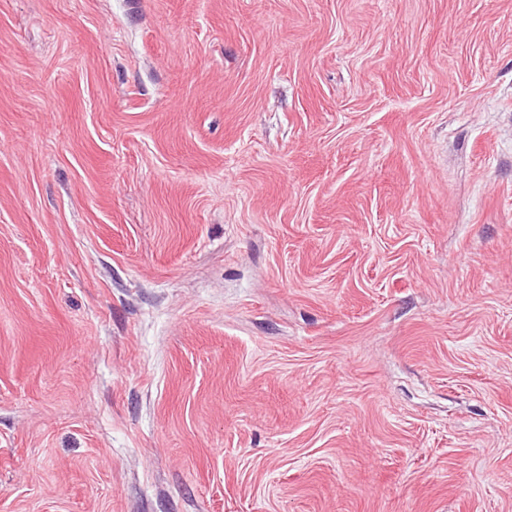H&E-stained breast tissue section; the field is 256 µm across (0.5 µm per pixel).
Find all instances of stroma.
Returning a JSON list of instances; mask_svg holds the SVG:
<instances>
[{"label": "stroma", "instance_id": "obj_1", "mask_svg": "<svg viewBox=\"0 0 512 512\" xmlns=\"http://www.w3.org/2000/svg\"><path fill=\"white\" fill-rule=\"evenodd\" d=\"M0 512H512V0H0Z\"/></svg>", "mask_w": 512, "mask_h": 512}]
</instances>
